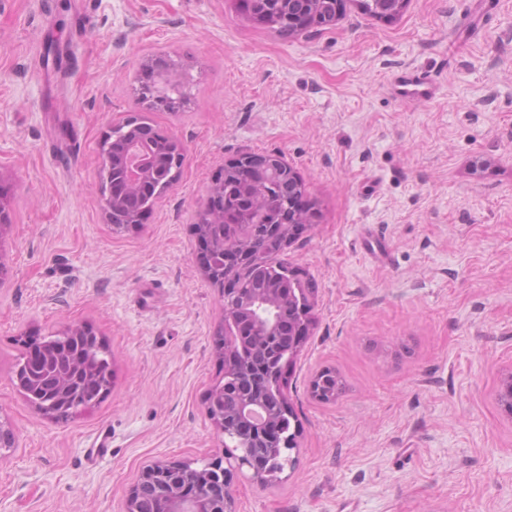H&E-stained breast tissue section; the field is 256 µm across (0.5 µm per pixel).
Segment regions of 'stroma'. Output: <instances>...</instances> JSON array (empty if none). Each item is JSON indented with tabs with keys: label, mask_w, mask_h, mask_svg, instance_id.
Wrapping results in <instances>:
<instances>
[{
	"label": "stroma",
	"mask_w": 512,
	"mask_h": 512,
	"mask_svg": "<svg viewBox=\"0 0 512 512\" xmlns=\"http://www.w3.org/2000/svg\"><path fill=\"white\" fill-rule=\"evenodd\" d=\"M345 0L288 38L238 0H0V512H126L142 468L224 456L207 412L224 379V297L195 226L225 164L277 154L312 214L288 267L315 290L280 388L298 425L268 484L234 474L236 512H512V0ZM178 112L148 108L155 60ZM425 67L433 99L397 98ZM185 150L142 223L107 224L101 143L131 117ZM107 346L112 385L74 418L20 393L24 343L71 328ZM336 402L313 399L322 368ZM112 448L89 460L99 428Z\"/></svg>",
	"instance_id": "stroma-1"
}]
</instances>
